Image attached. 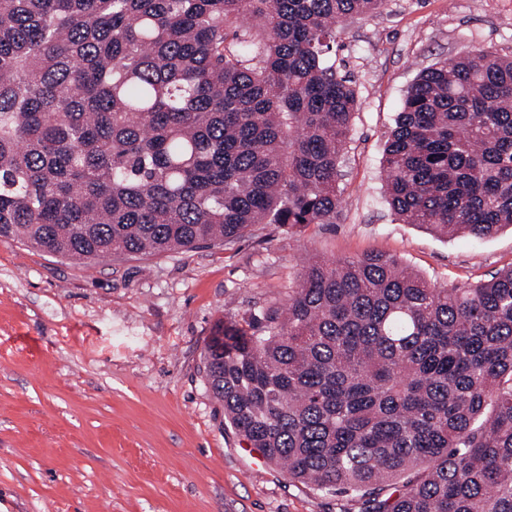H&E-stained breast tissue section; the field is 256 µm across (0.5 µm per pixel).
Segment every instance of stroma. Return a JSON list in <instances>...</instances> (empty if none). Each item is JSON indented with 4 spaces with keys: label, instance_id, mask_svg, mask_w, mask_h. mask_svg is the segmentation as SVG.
Here are the masks:
<instances>
[{
    "label": "stroma",
    "instance_id": "stroma-1",
    "mask_svg": "<svg viewBox=\"0 0 512 512\" xmlns=\"http://www.w3.org/2000/svg\"><path fill=\"white\" fill-rule=\"evenodd\" d=\"M473 48L512 55V0H386L338 24L358 110L336 223L94 262L0 239V512H359L246 451L202 355L219 325L261 332L315 256L380 252L461 287L512 265L511 228L445 239L395 220L384 196L408 87Z\"/></svg>",
    "mask_w": 512,
    "mask_h": 512
}]
</instances>
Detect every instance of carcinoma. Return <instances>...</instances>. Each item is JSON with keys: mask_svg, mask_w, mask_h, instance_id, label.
<instances>
[{"mask_svg": "<svg viewBox=\"0 0 512 512\" xmlns=\"http://www.w3.org/2000/svg\"><path fill=\"white\" fill-rule=\"evenodd\" d=\"M385 0H0V239L69 259L189 252L340 215L358 96L336 25ZM396 220L512 225V56L422 71L386 141ZM288 478L360 512H512V267L437 286L313 259L263 333L203 353Z\"/></svg>", "mask_w": 512, "mask_h": 512, "instance_id": "obj_1", "label": "carcinoma"}]
</instances>
